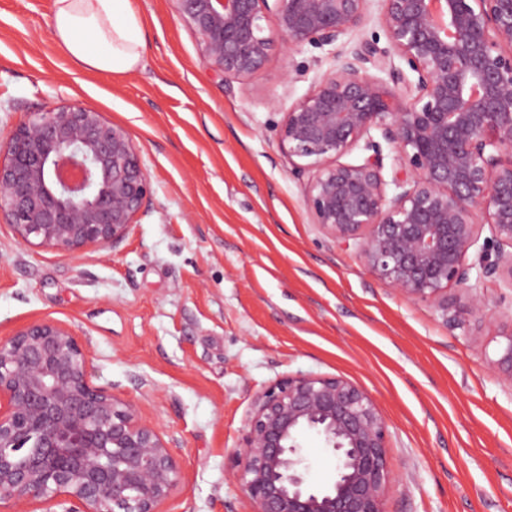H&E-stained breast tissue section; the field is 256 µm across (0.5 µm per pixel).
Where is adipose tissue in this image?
<instances>
[{
  "instance_id": "1",
  "label": "adipose tissue",
  "mask_w": 512,
  "mask_h": 512,
  "mask_svg": "<svg viewBox=\"0 0 512 512\" xmlns=\"http://www.w3.org/2000/svg\"><path fill=\"white\" fill-rule=\"evenodd\" d=\"M143 25L134 0H55L53 37L91 75L139 68L147 50Z\"/></svg>"
}]
</instances>
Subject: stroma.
<instances>
[{"label": "stroma", "mask_w": 512, "mask_h": 512, "mask_svg": "<svg viewBox=\"0 0 512 512\" xmlns=\"http://www.w3.org/2000/svg\"><path fill=\"white\" fill-rule=\"evenodd\" d=\"M136 5L144 65L91 76L50 36L54 0H0V142L26 113L85 103L130 131L153 187L123 242L78 257L22 246L0 221V337L38 319L71 329L94 384L130 400L180 461L162 512H255L238 482L246 419L296 374L350 380L375 402L384 512H512V385L490 368L512 333V284L477 283L484 313L448 288L451 328L314 224L307 179L278 148L284 112L336 53L373 38L396 62L379 0L335 46L274 51L229 89L172 0Z\"/></svg>", "instance_id": "1"}]
</instances>
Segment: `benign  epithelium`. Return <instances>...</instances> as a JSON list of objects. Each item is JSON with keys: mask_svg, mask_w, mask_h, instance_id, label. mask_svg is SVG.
Returning a JSON list of instances; mask_svg holds the SVG:
<instances>
[{"mask_svg": "<svg viewBox=\"0 0 512 512\" xmlns=\"http://www.w3.org/2000/svg\"><path fill=\"white\" fill-rule=\"evenodd\" d=\"M201 61L224 86L259 73L279 45H333L364 24L371 0H172ZM405 68L365 41L284 112L279 149L310 175L314 223L354 243L368 271L448 314L447 288L512 280V0H382ZM370 63L388 78L367 73ZM378 132L382 141L374 139ZM397 153L391 179L381 142ZM368 151L357 163L343 158ZM152 194L131 133L67 103L29 112L0 145V217L25 246L77 255L122 242ZM491 237L479 242V226ZM473 260H468L469 255ZM490 368L512 384V333ZM241 489L256 512H384L387 425L340 377L283 378L253 401ZM336 458L307 481L303 439ZM182 470L164 434L128 400L93 383L66 325L32 321L0 340V506L64 512H160Z\"/></svg>", "mask_w": 512, "mask_h": 512, "instance_id": "obj_1", "label": "benign epithelium"}]
</instances>
